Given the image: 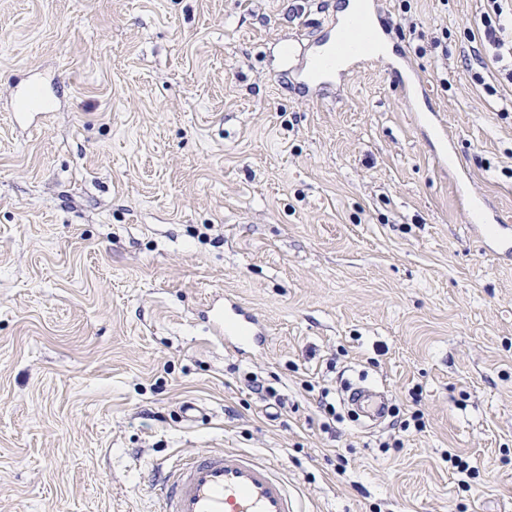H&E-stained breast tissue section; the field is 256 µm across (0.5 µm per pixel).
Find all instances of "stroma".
<instances>
[{
	"label": "stroma",
	"instance_id": "1",
	"mask_svg": "<svg viewBox=\"0 0 512 512\" xmlns=\"http://www.w3.org/2000/svg\"><path fill=\"white\" fill-rule=\"evenodd\" d=\"M346 7L0 0V512H162L151 469L224 448L308 512H512V259L436 163L512 222V79L462 60L487 0H382L444 142L391 57L294 90L281 46ZM228 294L270 331L245 357L207 319ZM392 70L399 77L403 95L410 105L416 103L420 97L428 98L425 89L414 80L412 69L407 60L404 59L398 67H393ZM348 404L358 411L369 426L381 423L388 411L389 397L379 389L371 387H357L350 389Z\"/></svg>",
	"mask_w": 512,
	"mask_h": 512
}]
</instances>
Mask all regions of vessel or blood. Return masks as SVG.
<instances>
[{"label":"vessel or blood","instance_id":"obj_1","mask_svg":"<svg viewBox=\"0 0 512 512\" xmlns=\"http://www.w3.org/2000/svg\"><path fill=\"white\" fill-rule=\"evenodd\" d=\"M368 48V41L342 36L321 55L289 46L288 60L295 63L298 72H319V79L308 82L307 87L323 96L335 88L342 62H366ZM394 72L408 103L425 97L426 91L414 80L408 62H401ZM465 205L471 224L484 233L488 248L497 255L512 257V226L485 199L470 196ZM212 329L223 337L225 349L237 353L268 339L266 326L230 296L225 297L223 307L213 310ZM347 401L371 425L381 423L389 408L384 391L366 386L352 389ZM154 487L164 512H302L298 495L278 465L234 448L205 449L168 470L156 471Z\"/></svg>","mask_w":512,"mask_h":512}]
</instances>
